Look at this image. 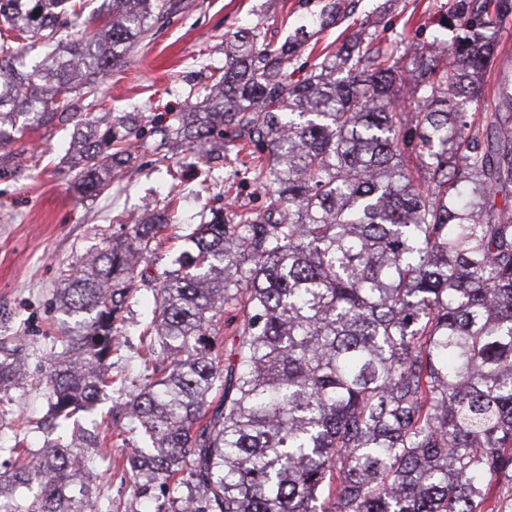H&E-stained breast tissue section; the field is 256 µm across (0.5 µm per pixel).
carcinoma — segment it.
I'll use <instances>...</instances> for the list:
<instances>
[{
    "label": "carcinoma",
    "instance_id": "obj_1",
    "mask_svg": "<svg viewBox=\"0 0 512 512\" xmlns=\"http://www.w3.org/2000/svg\"><path fill=\"white\" fill-rule=\"evenodd\" d=\"M181 3L103 0L70 39V0H0V161L28 129L77 117L75 97L99 105V78ZM510 19L512 0H454L438 22L451 36L409 61L359 30L297 83L283 72L297 40L227 45L178 134L264 146L254 170L280 219L195 225L158 289L152 375L124 402L144 439L131 467L184 489L157 512H487L494 483L512 482V93L491 107L479 83ZM115 127L75 124L85 193L129 161ZM168 226L159 214L108 242L59 289L47 385L72 443L9 449L0 512H112L74 487L98 447L80 419L123 391L115 322ZM227 305L242 322L225 365L212 339ZM25 378L0 359V392Z\"/></svg>",
    "mask_w": 512,
    "mask_h": 512
}]
</instances>
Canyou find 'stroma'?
<instances>
[{"instance_id":"35a3bbf8","label":"stroma","mask_w":512,"mask_h":512,"mask_svg":"<svg viewBox=\"0 0 512 512\" xmlns=\"http://www.w3.org/2000/svg\"><path fill=\"white\" fill-rule=\"evenodd\" d=\"M325 2L184 0L101 81L96 117L116 120L133 113L143 132L125 142L133 160L99 195L79 193L76 174L64 162L72 140L69 123L36 129L19 142L26 159L0 169V345L24 350L34 380L0 393V448L38 449L56 437L47 388L40 382L60 334L56 291L104 237L129 238L136 225L151 223L164 205L172 207L168 239L138 267L137 288L118 324L112 375L134 391L147 376L143 327L153 315L157 288L179 267L190 225L215 211L228 223L266 212L268 197L252 165L239 158L235 141L225 140L223 151L211 155L170 145L182 114L209 85L210 74L223 68L226 40L254 29L277 47L288 36L307 32V41L285 65L294 82L311 73L319 52L337 50L361 28L410 56L438 34L437 22L453 0H353L324 26L319 16ZM504 81L512 83V22L501 29L495 62L483 77L485 98H493ZM109 411L116 419L103 449H87L93 463L81 481L111 501L112 512H155L168 489L154 484L141 491L142 480L127 463L138 434L124 416L121 398L102 401L95 414Z\"/></svg>"}]
</instances>
